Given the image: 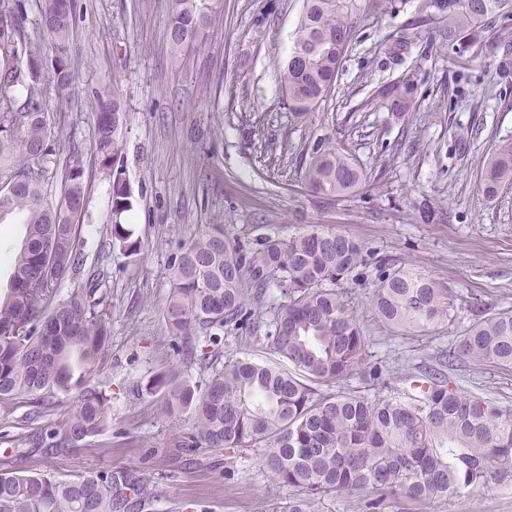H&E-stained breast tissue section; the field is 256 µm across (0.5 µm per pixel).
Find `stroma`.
Wrapping results in <instances>:
<instances>
[{
	"instance_id": "1",
	"label": "stroma",
	"mask_w": 512,
	"mask_h": 512,
	"mask_svg": "<svg viewBox=\"0 0 512 512\" xmlns=\"http://www.w3.org/2000/svg\"><path fill=\"white\" fill-rule=\"evenodd\" d=\"M77 3L70 42L77 94L59 135L87 155L81 235L87 269L106 275L112 430L64 457H15L10 445L24 434L17 423L27 410H0V465L68 475L127 471L153 497L144 512H284L291 489L253 453L229 461L204 448L198 464L173 461L169 425L142 393L171 354L162 309L178 247L207 224L224 225L248 246L330 225L457 296L453 325L394 336L372 308L377 264L355 271L342 287L361 316L366 365L415 367L452 351L481 304L512 307V187L491 200L479 187L495 144L512 139V78L495 74L496 30L487 27L482 51H461L438 20H421L420 0H396L387 10L367 0L332 98L299 119L284 103L273 63L288 58L303 0H220L205 47L184 54L166 38L174 0ZM403 78L418 88L405 119L360 108L373 86ZM105 85L125 111L120 164L134 208L121 221L142 244L134 262L112 245L109 182L90 156V92ZM327 136L345 141L368 179L340 200L301 180ZM453 379L512 406V373L465 361ZM427 512H512V486L466 489Z\"/></svg>"
}]
</instances>
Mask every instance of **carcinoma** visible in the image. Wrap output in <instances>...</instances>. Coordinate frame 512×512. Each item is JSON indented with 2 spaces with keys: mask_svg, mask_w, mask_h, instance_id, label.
<instances>
[{
  "mask_svg": "<svg viewBox=\"0 0 512 512\" xmlns=\"http://www.w3.org/2000/svg\"><path fill=\"white\" fill-rule=\"evenodd\" d=\"M362 0H304L291 55L279 69L288 108L311 114L327 99L340 66L357 42ZM420 12L448 24V42L470 49L489 22L500 21V74L512 71V0H423ZM36 14L39 35L22 23ZM213 20L210 0H176L168 34L176 52L204 43ZM76 25L74 0H0V223L23 217L26 226L11 254L8 286L0 291V407L30 408L29 423L74 405L58 421L34 428L21 444L60 456L104 435L112 426V393L96 378L110 343L96 298L101 273H84L78 223L86 205L84 153L56 146L47 99L61 106L75 97V70L67 47ZM415 84L380 86L374 100L400 118L414 105ZM99 115L93 150L109 181L112 209H133V195L118 162L124 113L104 86L94 94ZM343 142L324 137L305 164L306 187L342 198L365 182ZM494 198L512 185V139L496 145L480 177ZM112 243L128 258L142 245L123 224ZM368 246L323 225L287 239L266 237L245 250L222 224H209L181 244L163 307L177 357L161 364L146 387L160 414L190 427L172 435L175 459L196 448L259 454L274 481L298 491L285 512H315L339 493L364 491L370 512L404 499L427 507L461 490L512 482V409L452 384L460 360L512 371V308L490 302L459 336L438 366L398 375L391 367L368 371L373 393L344 390L341 382L365 360L364 331L337 284L367 264ZM79 280L68 297L67 277ZM275 288L274 330L263 337L272 362L224 357V327L253 333ZM457 296L419 270L398 264L375 285L373 308L391 333L454 322ZM198 369V376L191 370ZM149 501L144 483L124 472L71 476L57 470L26 474L0 468V512H123Z\"/></svg>",
  "mask_w": 512,
  "mask_h": 512,
  "instance_id": "1",
  "label": "carcinoma"
}]
</instances>
